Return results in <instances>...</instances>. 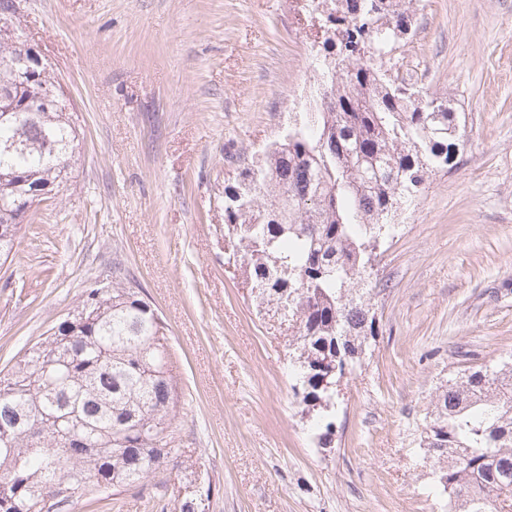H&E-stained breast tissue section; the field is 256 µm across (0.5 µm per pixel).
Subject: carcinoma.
<instances>
[{"mask_svg":"<svg viewBox=\"0 0 512 512\" xmlns=\"http://www.w3.org/2000/svg\"><path fill=\"white\" fill-rule=\"evenodd\" d=\"M330 28L344 39L324 40L342 53L331 88L335 110L272 142L262 163L267 178L253 194L233 201L250 169L224 184V228L230 255L262 301L288 303V349L296 361L295 397L311 419L317 444L335 431L336 382L358 361V349L376 336L365 296V268L374 235L394 214L396 191L419 192L426 171L450 164L460 149L457 113L444 100L382 72L385 56L407 31L413 0H335ZM392 21L382 32L372 16ZM26 52L18 28L0 33V98L26 103L13 112L0 103V258L19 246L20 214L32 220L33 191L68 177L79 132L61 105L40 100L53 85L47 75L25 88L6 85L7 61ZM288 271L283 278L277 269ZM167 326L139 292L115 283L90 287L69 316L0 375V512H41L46 486L66 482L71 493L51 503L63 512L78 499L99 500L172 466L183 479L195 473L170 446L178 404L169 366ZM441 442L430 447L429 438ZM88 440L100 452L80 446ZM439 466L448 512H512V366H482L448 379L436 395L422 432ZM184 495L175 512H204L200 497Z\"/></svg>","mask_w":512,"mask_h":512,"instance_id":"1","label":"carcinoma"}]
</instances>
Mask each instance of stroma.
Wrapping results in <instances>:
<instances>
[{
  "label": "stroma",
  "mask_w": 512,
  "mask_h": 512,
  "mask_svg": "<svg viewBox=\"0 0 512 512\" xmlns=\"http://www.w3.org/2000/svg\"><path fill=\"white\" fill-rule=\"evenodd\" d=\"M22 27L81 130L71 181L0 261V371L93 281L142 289L179 379L172 444L213 485L209 512H446L420 447L448 377L512 364V0H415L384 58L447 99L465 143L401 203L365 275L377 334L341 378L321 448L288 335L224 266V183L313 113L310 0H22ZM161 470L67 512H173Z\"/></svg>",
  "instance_id": "obj_1"
}]
</instances>
